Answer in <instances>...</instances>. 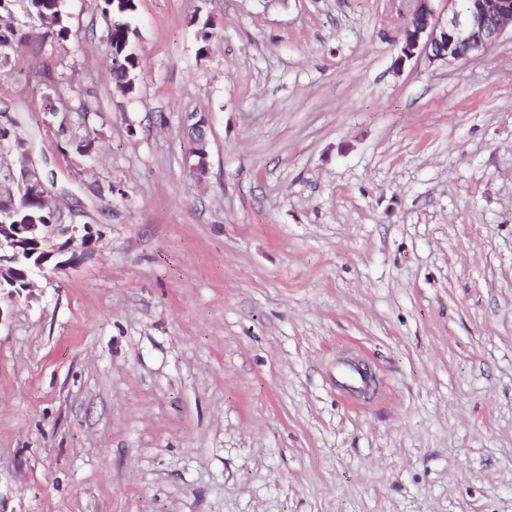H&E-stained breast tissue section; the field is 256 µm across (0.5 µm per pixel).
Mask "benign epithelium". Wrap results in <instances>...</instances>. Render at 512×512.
Returning a JSON list of instances; mask_svg holds the SVG:
<instances>
[{
    "label": "benign epithelium",
    "instance_id": "obj_1",
    "mask_svg": "<svg viewBox=\"0 0 512 512\" xmlns=\"http://www.w3.org/2000/svg\"><path fill=\"white\" fill-rule=\"evenodd\" d=\"M434 0H417V7L400 31L398 64L416 56L429 61L455 62L479 54L505 32H512V0H445L447 17L441 18L432 7ZM190 156L193 167L202 173L207 167V142L193 143ZM19 210L0 209V291L24 293L18 288L17 264L26 258L29 275L42 272L48 265L62 270L71 265L77 251L88 249L94 236L88 226L84 234L74 236L76 227L50 224L40 231L38 224H23Z\"/></svg>",
    "mask_w": 512,
    "mask_h": 512
}]
</instances>
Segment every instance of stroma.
I'll return each mask as SVG.
<instances>
[{
	"label": "stroma",
	"instance_id": "1",
	"mask_svg": "<svg viewBox=\"0 0 512 512\" xmlns=\"http://www.w3.org/2000/svg\"><path fill=\"white\" fill-rule=\"evenodd\" d=\"M415 6L137 0L123 94L64 0L0 67L96 237L0 295V512H512V35L401 64Z\"/></svg>",
	"mask_w": 512,
	"mask_h": 512
}]
</instances>
